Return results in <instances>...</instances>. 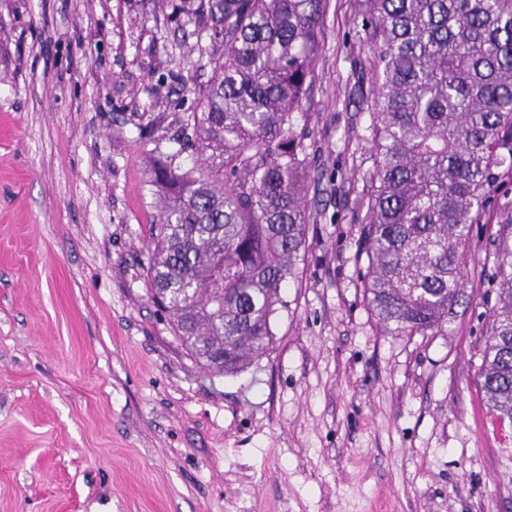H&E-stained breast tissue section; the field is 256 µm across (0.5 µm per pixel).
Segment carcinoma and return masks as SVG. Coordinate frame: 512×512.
Instances as JSON below:
<instances>
[{
    "mask_svg": "<svg viewBox=\"0 0 512 512\" xmlns=\"http://www.w3.org/2000/svg\"><path fill=\"white\" fill-rule=\"evenodd\" d=\"M329 0H178L223 49L187 143L152 166L160 201L147 277L173 333L212 375L273 344L280 291L306 244L311 179L293 115L315 82ZM372 82L374 168L359 257L379 328L442 330L500 173L512 174V0H358ZM496 304L481 388L512 422V217L493 240Z\"/></svg>",
    "mask_w": 512,
    "mask_h": 512,
    "instance_id": "1",
    "label": "carcinoma"
}]
</instances>
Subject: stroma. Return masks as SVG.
Listing matches in <instances>:
<instances>
[{"instance_id":"35a3bbf8","label":"stroma","mask_w":512,"mask_h":512,"mask_svg":"<svg viewBox=\"0 0 512 512\" xmlns=\"http://www.w3.org/2000/svg\"><path fill=\"white\" fill-rule=\"evenodd\" d=\"M356 0L294 115L306 244L274 343L202 370L147 292L149 162L221 51L171 0H0V512H512L480 365L501 176L442 332L381 333L358 274L374 163Z\"/></svg>"}]
</instances>
